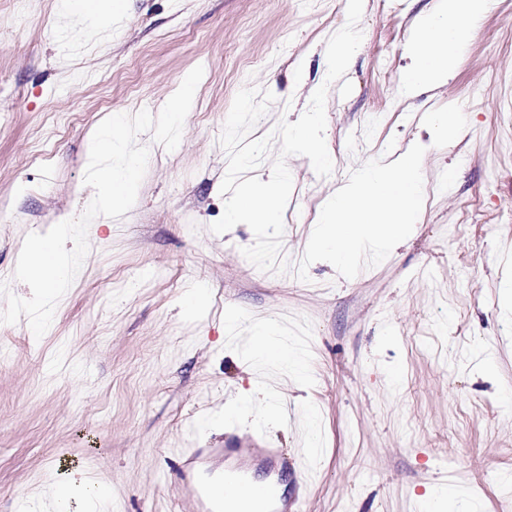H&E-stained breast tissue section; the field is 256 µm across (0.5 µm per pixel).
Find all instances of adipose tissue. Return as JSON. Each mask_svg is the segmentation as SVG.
Listing matches in <instances>:
<instances>
[{"mask_svg": "<svg viewBox=\"0 0 512 512\" xmlns=\"http://www.w3.org/2000/svg\"><path fill=\"white\" fill-rule=\"evenodd\" d=\"M493 0H439L436 9L417 23L408 88L447 81L457 57L476 23ZM424 193V177L417 156L393 167L360 170L345 190L329 200L313 246L346 265L353 240H367L379 248L391 247L401 225L413 223ZM79 496L83 512H98L105 496L101 485L82 470H73L64 490L58 491L55 512H70L72 496Z\"/></svg>", "mask_w": 512, "mask_h": 512, "instance_id": "ef3b65f1", "label": "adipose tissue"}]
</instances>
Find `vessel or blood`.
<instances>
[{
    "mask_svg": "<svg viewBox=\"0 0 512 512\" xmlns=\"http://www.w3.org/2000/svg\"><path fill=\"white\" fill-rule=\"evenodd\" d=\"M222 453L224 476L237 482L249 496V512H299L297 501L289 500L280 490L286 462L278 449L232 434L225 438ZM187 495L204 505L206 512H227L223 497L208 484H191Z\"/></svg>",
    "mask_w": 512,
    "mask_h": 512,
    "instance_id": "1",
    "label": "vessel or blood"
}]
</instances>
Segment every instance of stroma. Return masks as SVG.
Returning <instances> with one entry per match:
<instances>
[{
    "instance_id": "1",
    "label": "stroma",
    "mask_w": 512,
    "mask_h": 512,
    "mask_svg": "<svg viewBox=\"0 0 512 512\" xmlns=\"http://www.w3.org/2000/svg\"><path fill=\"white\" fill-rule=\"evenodd\" d=\"M437 0H364L363 38L327 82L326 43L347 0H129L94 24L56 0H0V280L24 239L79 215L91 135L109 115L161 111L203 66L175 150L151 134L134 206L99 216L89 252L42 337L0 323V512L48 500L76 468L104 486L103 512H199L178 467L230 432L288 461L304 512H512V0H495L445 85L406 90L415 20ZM327 86L329 176L294 155L282 274L225 234L220 144L237 92L275 102L250 133L297 121ZM462 108L441 140L430 113ZM425 192L391 248L352 247L344 266L313 251L323 206L360 168L409 154ZM206 286L189 312L191 284ZM272 321L304 352L309 379L258 369L248 326ZM279 401L227 416L242 391Z\"/></svg>"
}]
</instances>
